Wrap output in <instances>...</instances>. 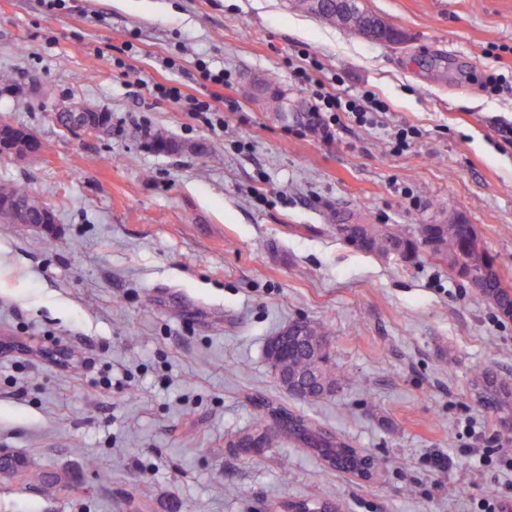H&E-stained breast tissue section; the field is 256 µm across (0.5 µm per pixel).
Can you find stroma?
I'll return each instance as SVG.
<instances>
[{
  "mask_svg": "<svg viewBox=\"0 0 512 512\" xmlns=\"http://www.w3.org/2000/svg\"><path fill=\"white\" fill-rule=\"evenodd\" d=\"M362 4L407 43L290 0H0V69L14 74L0 123L43 144L33 160L0 154V184L28 182L56 215L0 234V337L19 344L0 353V455L29 473H0V512H475L483 498L512 512V397L490 403L484 387L512 390V322L429 252L380 258L334 229L470 224L512 285V0ZM204 61L227 85L203 79ZM300 67L385 112L340 113L327 141L252 96L273 76L312 104ZM72 103L110 113L111 133L57 126ZM404 125L419 135L396 154ZM159 131L183 152H156ZM297 319L327 326L355 384L314 402L278 385L264 345ZM255 392L370 454L373 476L285 438L258 455L225 447ZM488 449L495 463L479 465Z\"/></svg>",
  "mask_w": 512,
  "mask_h": 512,
  "instance_id": "1",
  "label": "stroma"
}]
</instances>
